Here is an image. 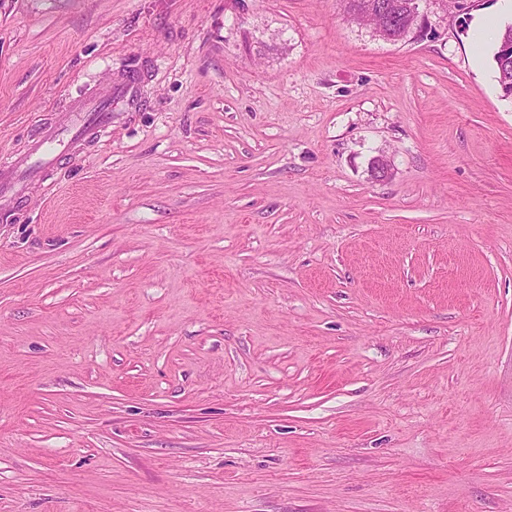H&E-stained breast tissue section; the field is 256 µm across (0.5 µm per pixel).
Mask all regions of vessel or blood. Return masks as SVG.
<instances>
[{"label": "vessel or blood", "instance_id": "obj_1", "mask_svg": "<svg viewBox=\"0 0 512 512\" xmlns=\"http://www.w3.org/2000/svg\"><path fill=\"white\" fill-rule=\"evenodd\" d=\"M112 121V89L104 87L96 97L78 98L70 106L68 128L71 148L80 147L96 134L99 127ZM60 139L54 130H46L27 151L12 155L9 165L0 167V208L10 207L13 198L25 189L27 175L49 167Z\"/></svg>", "mask_w": 512, "mask_h": 512}]
</instances>
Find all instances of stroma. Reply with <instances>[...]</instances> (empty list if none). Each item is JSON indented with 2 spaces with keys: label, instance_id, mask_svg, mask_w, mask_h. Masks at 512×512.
Instances as JSON below:
<instances>
[{
  "label": "stroma",
  "instance_id": "stroma-1",
  "mask_svg": "<svg viewBox=\"0 0 512 512\" xmlns=\"http://www.w3.org/2000/svg\"><path fill=\"white\" fill-rule=\"evenodd\" d=\"M0 0V512H512L501 0ZM378 1H380L381 3H386V4L396 3V4L400 5L399 8H397L398 16H399L400 20L402 21L399 32H398L399 35H403L408 32L406 35H404V36H407L409 34H416V33L422 31V28L424 25V19L422 18V14L420 11V2L421 1H418V0L413 1L414 2L413 3V13L417 17V24L414 25L411 29H409V31H408V28L412 21V11H411V8L409 5L410 0H376L375 2L374 1L368 2L366 8H371V7L377 6L378 4L376 2H378ZM112 83L104 87L96 97L78 98L70 106L67 145L73 149L96 134L98 127L112 123ZM58 136L56 131L48 129L44 131L41 139L30 145L27 151L19 154L10 153V164L0 167L1 210L10 207L13 198L24 191L26 180L23 175H31L50 166L56 145L63 143Z\"/></svg>",
  "mask_w": 512,
  "mask_h": 512
}]
</instances>
